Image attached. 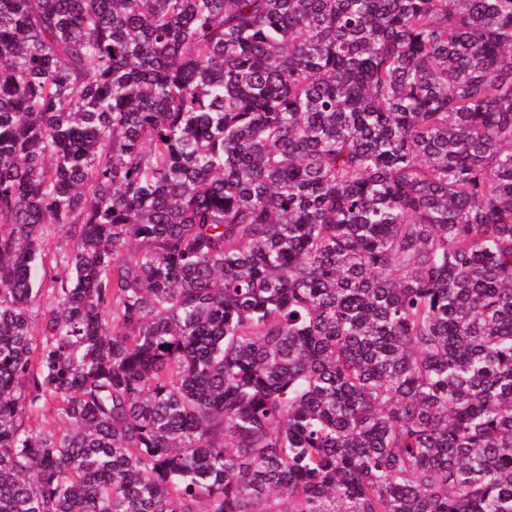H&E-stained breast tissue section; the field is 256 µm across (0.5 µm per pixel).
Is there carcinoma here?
I'll list each match as a JSON object with an SVG mask.
<instances>
[{
    "instance_id": "cac0c4a2",
    "label": "carcinoma",
    "mask_w": 512,
    "mask_h": 512,
    "mask_svg": "<svg viewBox=\"0 0 512 512\" xmlns=\"http://www.w3.org/2000/svg\"><path fill=\"white\" fill-rule=\"evenodd\" d=\"M0 512H512V0H0Z\"/></svg>"
}]
</instances>
